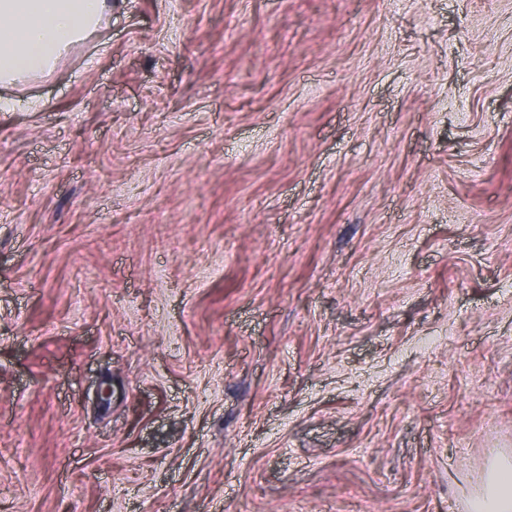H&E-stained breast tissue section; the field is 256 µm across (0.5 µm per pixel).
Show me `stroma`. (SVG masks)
I'll return each mask as SVG.
<instances>
[{
    "label": "stroma",
    "instance_id": "35a3bbf8",
    "mask_svg": "<svg viewBox=\"0 0 512 512\" xmlns=\"http://www.w3.org/2000/svg\"><path fill=\"white\" fill-rule=\"evenodd\" d=\"M5 97L0 512H467L512 462V0H112Z\"/></svg>",
    "mask_w": 512,
    "mask_h": 512
}]
</instances>
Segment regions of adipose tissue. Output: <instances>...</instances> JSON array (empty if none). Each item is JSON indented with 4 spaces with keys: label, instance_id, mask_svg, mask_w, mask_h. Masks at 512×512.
I'll use <instances>...</instances> for the list:
<instances>
[{
    "label": "adipose tissue",
    "instance_id": "1",
    "mask_svg": "<svg viewBox=\"0 0 512 512\" xmlns=\"http://www.w3.org/2000/svg\"><path fill=\"white\" fill-rule=\"evenodd\" d=\"M106 0H0V86L51 74L74 46L94 36ZM469 512H512V464L493 466Z\"/></svg>",
    "mask_w": 512,
    "mask_h": 512
}]
</instances>
